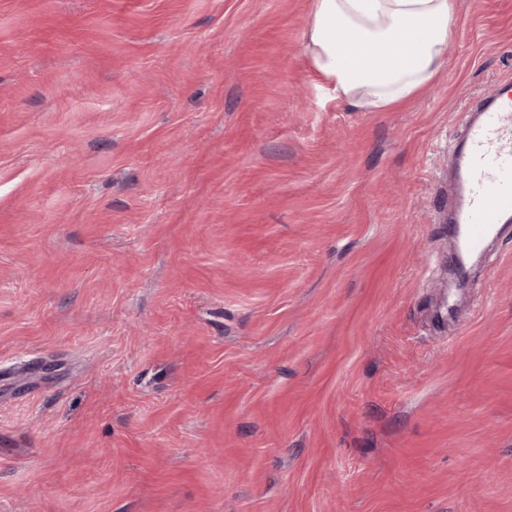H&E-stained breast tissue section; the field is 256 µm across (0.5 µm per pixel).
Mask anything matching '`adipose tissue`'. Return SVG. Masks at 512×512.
Returning a JSON list of instances; mask_svg holds the SVG:
<instances>
[{
  "instance_id": "1",
  "label": "adipose tissue",
  "mask_w": 512,
  "mask_h": 512,
  "mask_svg": "<svg viewBox=\"0 0 512 512\" xmlns=\"http://www.w3.org/2000/svg\"><path fill=\"white\" fill-rule=\"evenodd\" d=\"M457 0H311L303 49L329 102L389 112L448 63Z\"/></svg>"
}]
</instances>
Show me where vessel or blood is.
<instances>
[{"label":"vessel or blood","instance_id":"obj_1","mask_svg":"<svg viewBox=\"0 0 512 512\" xmlns=\"http://www.w3.org/2000/svg\"><path fill=\"white\" fill-rule=\"evenodd\" d=\"M474 113L451 163L452 232L469 254L482 253L512 223V82H502Z\"/></svg>","mask_w":512,"mask_h":512}]
</instances>
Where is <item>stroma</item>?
<instances>
[{"label":"stroma","instance_id":"stroma-1","mask_svg":"<svg viewBox=\"0 0 512 512\" xmlns=\"http://www.w3.org/2000/svg\"><path fill=\"white\" fill-rule=\"evenodd\" d=\"M310 5L0 0V512H512V235L472 305L442 222L512 0L390 112Z\"/></svg>","mask_w":512,"mask_h":512}]
</instances>
